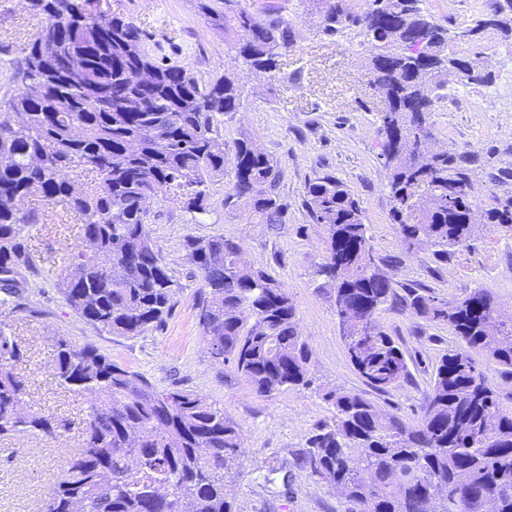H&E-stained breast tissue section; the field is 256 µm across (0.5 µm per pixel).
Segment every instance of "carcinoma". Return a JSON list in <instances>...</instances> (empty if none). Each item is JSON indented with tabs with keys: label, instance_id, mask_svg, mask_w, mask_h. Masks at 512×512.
<instances>
[{
	"label": "carcinoma",
	"instance_id": "1",
	"mask_svg": "<svg viewBox=\"0 0 512 512\" xmlns=\"http://www.w3.org/2000/svg\"><path fill=\"white\" fill-rule=\"evenodd\" d=\"M38 25L23 45L0 50L12 86L0 110V273L30 267L22 242L39 217L22 208L30 196L60 203L81 217L94 250L72 254L57 287L87 323L115 336H139L161 326L182 284L152 238L143 199L174 195L194 214L206 213L208 180L232 166L224 206L245 203L262 224H280L286 204L277 193V163L250 141L231 154L217 146L220 115L237 112L241 93L229 77L201 84L186 65L157 60L158 43L137 25L107 15L96 0H29ZM232 0H198L212 26L233 34L229 50L252 70L273 72L293 44L282 16L259 21ZM423 0H327L321 32L352 30L370 45L371 85L384 101L379 113L380 159L388 173L391 219L410 246L430 235L445 256L472 236L476 207L472 156L447 150L417 160L418 141L431 133L438 101L448 97L444 76L484 85L463 54L448 47V29ZM456 43L512 39V0L455 28ZM85 76L71 79L74 60ZM150 70L147 82L137 79ZM94 174L78 187L68 169ZM311 220L326 226L324 279L349 309L342 335L349 361L375 390L408 378L403 352L379 330L363 335L379 308L394 297L392 280L373 253L359 201L326 174L306 186ZM485 224L512 233V197L485 210ZM202 287L195 307L208 353L230 362L261 397L307 388L309 349L295 324L288 292L263 271L239 261L238 245L222 236L189 238ZM412 314L448 324L461 346L435 368L410 424L364 395L330 390L333 416L309 439L306 464L322 483L341 489L349 512H448L468 503L479 512L489 498L495 512H512V409L476 365L474 354L512 375V321L499 319L491 295L474 289L453 303L410 291L401 299ZM54 376L68 391L89 397L79 449L69 455L39 512H233L226 482L242 466L236 425L224 407L181 388L160 389L92 345L53 339ZM24 347L0 330V438L55 437L65 425L35 409L13 372Z\"/></svg>",
	"mask_w": 512,
	"mask_h": 512
}]
</instances>
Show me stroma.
I'll return each instance as SVG.
<instances>
[{
	"mask_svg": "<svg viewBox=\"0 0 512 512\" xmlns=\"http://www.w3.org/2000/svg\"><path fill=\"white\" fill-rule=\"evenodd\" d=\"M485 0H424L442 26L452 28L483 10ZM256 19L280 14L292 22L294 43L277 71L263 74L233 60L229 38L199 13L197 0H103L111 14L134 21L161 42L165 56L186 61L204 81L230 76L242 95L239 111L220 116L219 144L247 139L277 161L278 192L287 203L279 224L258 223L246 205L228 209L224 195L231 174L212 178L207 212L188 213L180 198L151 201L155 244L183 289L164 324L135 337L115 336L78 317L59 293L57 282L71 251L81 243L79 217L40 197L25 200L39 224L26 227L23 243L32 262L22 270L17 295L0 291V327L20 338L28 356L14 363L34 407L67 425L61 436L0 439V512H31L53 483L59 465L80 445L87 397L65 392L52 375L49 339L66 337L92 345L159 388H185L223 406L238 427L243 465L228 494L235 512H348L343 496L325 486L301 463L315 426L332 417L322 398L340 389L364 394L385 412L417 420L432 370L459 344L445 324L432 323L401 306H383L376 319L406 355L410 377L379 393L349 362L329 287L313 275L325 254L327 230L313 223L306 207L309 180L331 174L359 200L378 257L398 293L415 289L451 302L475 288L490 293L505 317H512V235L478 224L467 246L440 257L423 243L401 244L390 218L387 172L379 158L378 113L383 102L371 86L367 47L354 35L330 38L310 0H236ZM37 21L27 0H0V45L26 42ZM473 65L491 73L484 86H463L449 77L447 99L431 117L432 148L475 156L474 193L479 209L512 196V42L485 40L466 48ZM221 235L235 241L244 264L268 273L287 289L296 309L297 329L309 345L311 387L257 396L232 365L208 354L196 318L201 277L189 259L188 238Z\"/></svg>",
	"mask_w": 512,
	"mask_h": 512,
	"instance_id": "35a3bbf8",
	"label": "stroma"
}]
</instances>
